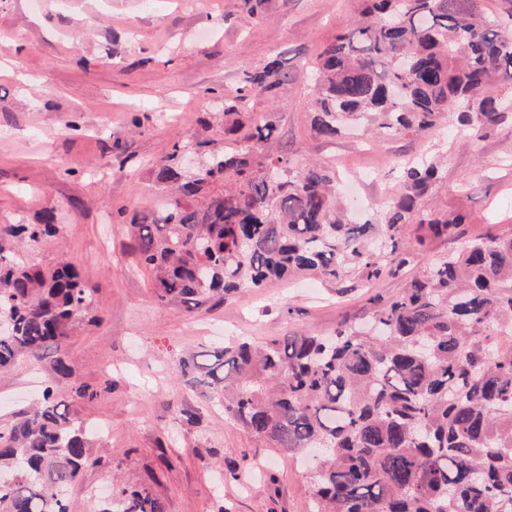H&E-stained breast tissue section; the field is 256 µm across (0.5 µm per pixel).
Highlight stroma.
<instances>
[{
    "mask_svg": "<svg viewBox=\"0 0 512 512\" xmlns=\"http://www.w3.org/2000/svg\"><path fill=\"white\" fill-rule=\"evenodd\" d=\"M363 0H265L253 18L242 0H0V224L38 223L51 210L57 242L34 246L42 265L74 261L94 290L98 324L81 328L65 352L77 377L100 389L78 418L106 436L100 463L70 490L72 512H94L113 479L142 485L166 512H310L305 460L286 455L204 411L195 426L178 412L200 402L174 358L230 337L261 342L294 331L326 333L400 280L367 287L275 280L242 289L212 309L161 306L133 249L129 222L156 210L153 168L174 143L208 133L222 139L224 101L242 72L270 57L294 81L276 100L253 95L249 110L275 125L270 156L318 162L347 182L366 211L399 188L397 158L432 155L442 166L429 191L438 212L466 217V239L512 233V124L468 139L445 125L422 137L311 130L307 63L349 31ZM52 355L0 378V421L31 405L42 385L69 394ZM240 480H232L229 467Z\"/></svg>",
    "mask_w": 512,
    "mask_h": 512,
    "instance_id": "stroma-1",
    "label": "stroma"
}]
</instances>
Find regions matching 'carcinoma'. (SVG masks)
<instances>
[{
	"label": "carcinoma",
	"instance_id": "1",
	"mask_svg": "<svg viewBox=\"0 0 512 512\" xmlns=\"http://www.w3.org/2000/svg\"><path fill=\"white\" fill-rule=\"evenodd\" d=\"M479 0H364L357 25L312 66L311 129L418 137L455 119L479 137L512 121V36ZM290 76L275 57L243 72L224 103V147L175 143L155 171L160 210L132 221L139 262L163 306L199 309L242 288L308 275L378 281L411 262L406 231L452 238L465 217L427 203L433 162L396 161L400 191L353 221L329 169L263 155L272 124L244 111ZM59 233L0 224V374L51 350L70 379L0 423V512H69L67 495L100 461L72 408L98 389L63 352L95 325L94 290L75 263L46 268L21 252ZM359 320L327 335L295 332L255 345L228 342L175 361L184 384L269 448L321 453L312 462L311 512H512V234L479 237L434 258ZM97 512H166L146 487H122Z\"/></svg>",
	"mask_w": 512,
	"mask_h": 512
}]
</instances>
